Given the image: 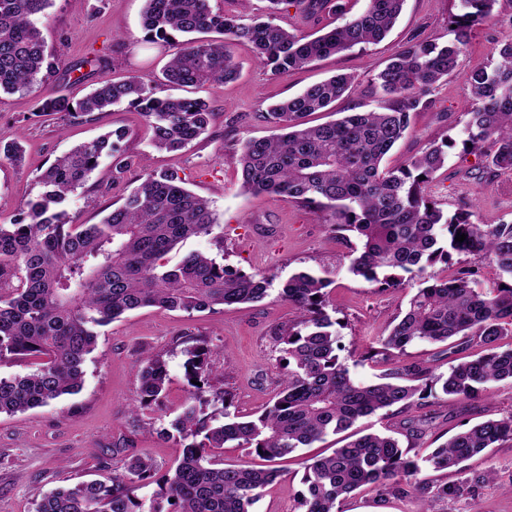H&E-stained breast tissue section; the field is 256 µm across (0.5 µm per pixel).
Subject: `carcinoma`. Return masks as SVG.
Returning a JSON list of instances; mask_svg holds the SVG:
<instances>
[{"label":"carcinoma","instance_id":"carcinoma-1","mask_svg":"<svg viewBox=\"0 0 512 512\" xmlns=\"http://www.w3.org/2000/svg\"><path fill=\"white\" fill-rule=\"evenodd\" d=\"M52 0H0V94L31 90L53 76L59 60L46 50L39 17ZM267 19L218 12L209 0H145L143 28L148 41L167 43L186 36L163 73L175 87L204 82L225 84L239 76L234 50L251 46L259 65L278 76L359 45L385 39L405 0H367L365 9L329 32L309 39L273 22L282 0H267ZM308 13H343L337 0H292ZM499 0H459L453 39L445 45L412 39L372 78L388 98L377 109L347 112L335 121L308 126L305 117L321 112L350 93L356 77L339 73L272 106L279 130L271 138H249L233 152L242 188L271 198L312 205L324 222L353 232L360 248L349 255V271L376 288L417 281L422 287L406 312L381 339L383 352L400 353L414 343H446L462 336L481 347L470 360L435 377L426 368L392 369L379 381H359L339 355L336 322L327 312L331 280L302 271L273 288L276 276L232 271L200 253L174 266L165 257L192 236L209 235L218 224L210 202L185 187L176 171L148 172L143 182L98 224H75L56 208L83 186L100 159L111 156L110 131L73 147L42 175L45 191L28 202L27 219L0 224V361H26L23 374L0 375V415L24 413L77 393L85 363L97 344V328L146 307L187 313L277 298L299 310L298 319L278 336L283 378L272 406L252 418L228 411L224 388L213 384L209 351L183 350L187 401L160 431L178 437L182 451L167 474L133 448L123 454L124 473L108 485L80 481L43 493L34 512H251L259 491L283 476L277 463L298 448H310L329 434L346 431L358 419L394 406L406 409L433 395L471 399L480 389L512 384V284L478 287L474 272L429 273L452 254L492 261L512 277V222L477 224L470 214L449 215L425 194L426 184L445 165L448 141H433L407 163L389 167L385 158L411 126L412 113L427 105L434 85L448 79L472 38L473 28L492 18ZM493 61L469 72L473 106L466 113L463 150L477 152L490 170L512 172V38L498 43ZM138 108L153 130L159 150H183L203 135L212 120L200 100L158 98L151 80L103 78L82 101L63 95L43 102L46 112L93 117L122 102ZM0 158L22 160L14 139L0 145ZM425 179H419V176ZM466 235L455 241L457 233ZM139 391L133 408L160 405L172 383L161 353L136 362ZM198 384H193V381ZM512 441V416L488 419L454 435L426 458L436 472L463 470L472 457ZM223 448H243L270 462L241 469L220 458ZM418 460L398 440L378 433L361 435L331 454L307 460L299 512H339L352 493L371 487L382 496L428 498L439 502L475 492L494 475L467 486L430 485ZM156 484L149 510L135 492Z\"/></svg>","mask_w":512,"mask_h":512}]
</instances>
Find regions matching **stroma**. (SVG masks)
Instances as JSON below:
<instances>
[{
    "label": "stroma",
    "mask_w": 512,
    "mask_h": 512,
    "mask_svg": "<svg viewBox=\"0 0 512 512\" xmlns=\"http://www.w3.org/2000/svg\"><path fill=\"white\" fill-rule=\"evenodd\" d=\"M144 6V0H53L40 28L48 52L69 72L65 78L47 80L28 92L0 94V139L19 138L25 150L22 164L0 161V224L24 218L28 201L43 191L41 174L56 158L79 143L124 128L128 135L116 143L112 158L103 159L66 204L69 220L99 223L112 203L135 189L146 172L175 169L188 189L210 201L220 225L212 235L180 243L168 254V263L200 252L243 273L270 272L280 282L305 269L328 271L332 280L329 300L344 347L342 356L355 379L371 381L384 369L411 366L444 375L454 360L476 354V345L457 337L448 344L416 343L377 365L360 363L364 352L379 347L394 316L407 308L416 286L380 290L354 276L347 259L360 246L354 234H336L314 208L243 192L231 154L245 139L274 134L267 120L271 104L339 72L356 75L354 90L333 109L310 115L311 124L380 106L382 99L371 87L374 75L410 37L450 40L454 0H406L395 27L382 42L280 76L258 66L247 47H236L241 73L235 81L178 91L206 101L214 117L205 135L177 153L156 150L151 128L125 103L97 113L91 121L41 109L43 99L53 94L74 102L83 99L103 77L123 80L145 75L157 96L176 92L162 78L173 49L146 42ZM275 19L311 37L340 23L326 11L304 13L290 0H281ZM508 37H512V0H499L493 18L476 26L454 74L432 91L426 107L413 114L410 132L392 150L390 164L418 155L431 141L447 136L463 139L465 111L472 102L467 75L486 65L496 43ZM116 157L133 160L117 183L112 180ZM426 193L448 213L472 208L478 224L512 221V173L483 169L478 154L458 147L449 151L447 164L427 184ZM298 315L294 305L271 295L255 303L191 314L142 308L101 328L78 394L13 416L0 415V512H33L41 494L65 481L105 480L121 473L123 460L111 451L120 438L151 457L159 472H166L180 452L179 442L161 440L157 431L167 426L173 410L185 400L186 346L200 343L212 349L211 364L224 382L232 412L259 415L273 404L280 389L277 336ZM148 350L166 355L172 383L163 408L134 413L130 407L139 387L135 362ZM511 415L512 386L502 383L473 399L451 402L441 396L403 411L393 407L359 419L351 431L393 435L409 456L421 459L478 422ZM337 442L332 434L326 441L289 455L284 476L262 491L252 512H297L305 490V460L330 453ZM489 471L496 474L494 482L481 485L475 494L443 502L444 512H512V441L471 458L462 473L435 472L431 478L438 484L458 483ZM426 508V501L415 497L385 498L365 489L345 500L340 510L425 512Z\"/></svg>",
    "instance_id": "35a3bbf8"
}]
</instances>
